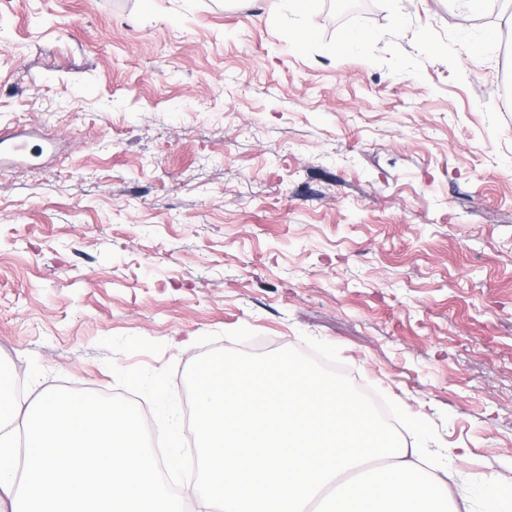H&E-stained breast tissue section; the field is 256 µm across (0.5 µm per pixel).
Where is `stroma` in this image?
Wrapping results in <instances>:
<instances>
[{"label":"stroma","instance_id":"obj_1","mask_svg":"<svg viewBox=\"0 0 512 512\" xmlns=\"http://www.w3.org/2000/svg\"><path fill=\"white\" fill-rule=\"evenodd\" d=\"M373 2L339 25L326 0H0V129L30 133L0 151L22 401L126 396L111 359L174 365L184 404L201 349L172 338L308 335L467 449L449 469L469 512L490 493L512 512V0Z\"/></svg>","mask_w":512,"mask_h":512}]
</instances>
